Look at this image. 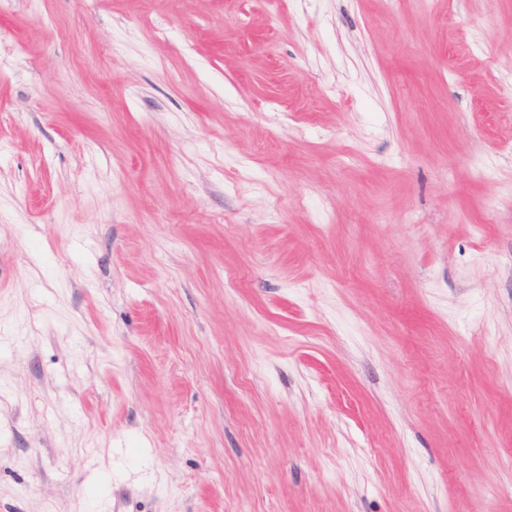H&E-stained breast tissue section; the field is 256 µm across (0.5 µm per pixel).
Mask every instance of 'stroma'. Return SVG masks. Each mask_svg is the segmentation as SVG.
I'll use <instances>...</instances> for the list:
<instances>
[{
  "instance_id": "obj_1",
  "label": "stroma",
  "mask_w": 512,
  "mask_h": 512,
  "mask_svg": "<svg viewBox=\"0 0 512 512\" xmlns=\"http://www.w3.org/2000/svg\"><path fill=\"white\" fill-rule=\"evenodd\" d=\"M0 512H512V0H0Z\"/></svg>"
}]
</instances>
